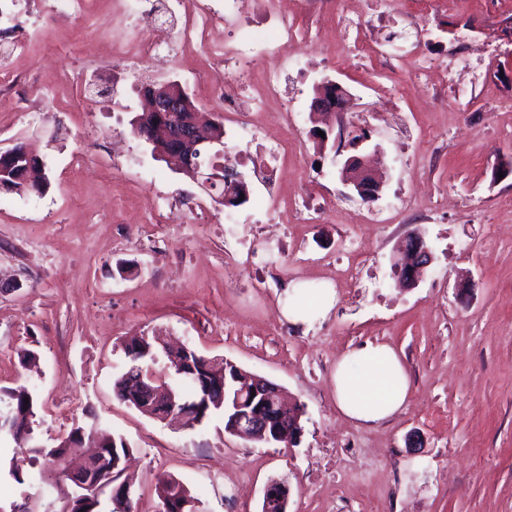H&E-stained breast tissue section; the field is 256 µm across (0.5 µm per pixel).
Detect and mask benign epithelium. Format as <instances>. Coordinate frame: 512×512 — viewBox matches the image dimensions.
<instances>
[{
    "label": "benign epithelium",
    "mask_w": 512,
    "mask_h": 512,
    "mask_svg": "<svg viewBox=\"0 0 512 512\" xmlns=\"http://www.w3.org/2000/svg\"><path fill=\"white\" fill-rule=\"evenodd\" d=\"M346 92L333 81L320 83L311 100L310 109L326 115L341 112L345 108ZM222 121L204 118L191 100L187 89L178 80L148 84L142 93V114L134 123L135 136L151 146L152 153L175 165L205 191L222 187V201L226 206L242 204L240 196L248 195V183L233 167L220 162L224 158V136L220 134ZM43 161L31 155L26 148L15 145L0 149V190L9 187V181H19L32 191H41L46 178ZM341 178L363 201L377 199L382 191V175L373 169L362 155H350L341 165ZM434 260L431 248L417 235H408L397 249L394 265L399 283L404 288H414L422 271ZM157 342L165 347L171 366L177 377L192 383L199 375L194 364L186 359L192 352L187 346L172 349L162 338ZM155 403L171 405L167 412H159L160 420L174 425L188 422L199 425L208 417L209 403L201 402L187 394L180 401L164 380L148 374V381L138 378ZM233 402L237 408L246 409L233 417L232 430L247 439H269L268 409L276 406L280 411L293 410L286 405L281 389L269 380L251 374L243 380L241 388H233ZM289 490L279 483L266 487L262 504L268 510L272 506L288 509Z\"/></svg>",
    "instance_id": "1"
}]
</instances>
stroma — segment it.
I'll return each mask as SVG.
<instances>
[{"mask_svg":"<svg viewBox=\"0 0 512 512\" xmlns=\"http://www.w3.org/2000/svg\"><path fill=\"white\" fill-rule=\"evenodd\" d=\"M301 2L308 35L288 54L309 65L285 71L273 99L261 65L227 69L197 47L133 74L112 38L114 0H88L81 23L44 0H8L0 66L16 81L0 87V148L27 145L48 184L0 190V390H33L44 447L77 426L123 438L134 512H160L162 475L202 512H261L273 482L287 486L288 512H512V0H433L422 31L396 0ZM353 9L381 22L397 55L345 58L341 17ZM19 25L28 38L16 52ZM468 54L483 74L475 86L452 69ZM423 56L431 73L419 80ZM142 75L180 80L231 135L233 82L268 142L289 141L270 178L239 164L250 189L239 223L132 134ZM326 78L352 97L344 117L368 134L359 148L337 154L313 134L309 105ZM456 99L464 109L450 108ZM42 106L45 120L25 116ZM356 152L383 167L376 201L339 178L340 157ZM411 232L434 260L403 289L393 256ZM354 247L367 264L350 284ZM291 288L334 289L336 305L292 324ZM155 334L281 386L306 410L299 445L232 436L220 411L174 428L116 399L126 344ZM367 342L392 347L410 385L408 403L376 424L344 416L332 381L337 360ZM39 472L27 448L0 438V512H56L73 486Z\"/></svg>","mask_w":512,"mask_h":512,"instance_id":"obj_1","label":"stroma"}]
</instances>
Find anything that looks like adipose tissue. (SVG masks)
<instances>
[{
    "label": "adipose tissue",
    "mask_w": 512,
    "mask_h": 512,
    "mask_svg": "<svg viewBox=\"0 0 512 512\" xmlns=\"http://www.w3.org/2000/svg\"><path fill=\"white\" fill-rule=\"evenodd\" d=\"M292 308L294 321L310 323L325 316L336 301L331 288H297ZM336 402L349 419L374 424L390 418L409 397V379L401 360L392 348L367 343L350 349L336 364L333 374Z\"/></svg>",
    "instance_id": "adipose-tissue-1"
}]
</instances>
